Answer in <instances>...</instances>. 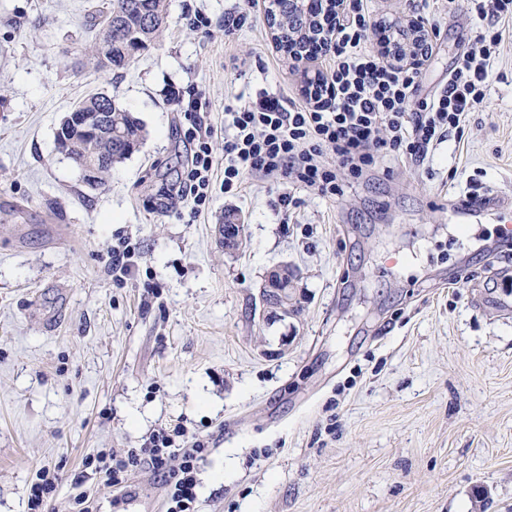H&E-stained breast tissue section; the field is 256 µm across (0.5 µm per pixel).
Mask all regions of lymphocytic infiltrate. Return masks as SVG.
Segmentation results:
<instances>
[{
  "mask_svg": "<svg viewBox=\"0 0 512 512\" xmlns=\"http://www.w3.org/2000/svg\"><path fill=\"white\" fill-rule=\"evenodd\" d=\"M465 3L482 23L473 50L456 58L439 91L421 95L418 66L384 61L367 46L375 24L369 0H343L342 13L321 49L328 67L314 93L295 98L260 92L255 100L236 97L224 105V131L216 133L198 97L172 95L174 112L183 116L189 147L178 192L189 218L208 210L216 167L224 169V191L241 193L247 182L289 183L277 204L288 211L301 205L296 189L324 198L343 195L337 168L322 164L325 151L353 177L379 161L409 155L426 158L449 138L462 134L466 118L485 98L489 72L503 41L499 21L512 19V0H448ZM224 152L216 154L215 139ZM209 454L207 441L182 424L153 431L139 448L124 455L100 452L86 466L114 486H127L132 474L150 469L165 489L164 512H196L198 474Z\"/></svg>",
  "mask_w": 512,
  "mask_h": 512,
  "instance_id": "1",
  "label": "lymphocytic infiltrate"
}]
</instances>
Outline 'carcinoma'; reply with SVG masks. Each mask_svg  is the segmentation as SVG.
Wrapping results in <instances>:
<instances>
[{
	"instance_id": "1",
	"label": "carcinoma",
	"mask_w": 512,
	"mask_h": 512,
	"mask_svg": "<svg viewBox=\"0 0 512 512\" xmlns=\"http://www.w3.org/2000/svg\"><path fill=\"white\" fill-rule=\"evenodd\" d=\"M279 8L290 27L301 29L303 20L288 8V0H275L268 13ZM167 18L166 0H109V6L97 14L99 35L91 48L99 69H123L147 49L163 31ZM73 112H100L105 124L91 138L72 130L56 133L55 141L78 167H97V182H102L112 166L143 143L145 133L140 120L117 106L112 98L96 93L79 102Z\"/></svg>"
}]
</instances>
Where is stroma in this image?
Masks as SVG:
<instances>
[{
    "label": "stroma",
    "instance_id": "stroma-1",
    "mask_svg": "<svg viewBox=\"0 0 512 512\" xmlns=\"http://www.w3.org/2000/svg\"><path fill=\"white\" fill-rule=\"evenodd\" d=\"M103 2L0 0V512H28L43 468L62 479L54 512H72L78 480L95 512H142L85 459L179 422L212 444L199 512H512V211L462 230L448 218L472 190L512 201V36L461 140L355 181L339 169L343 196L303 190L292 213L261 183L217 188L192 222L170 90L205 95L220 126L226 101L302 96L322 64L295 66L261 10L225 38L238 0H167L154 45L103 71ZM371 5L389 25L434 14L423 93L475 45L466 8ZM96 92L147 135L91 187L55 133ZM227 214L244 226L232 253L215 233ZM125 237L141 258L118 283L104 254ZM281 263L301 309L266 319L260 288Z\"/></svg>",
    "mask_w": 512,
    "mask_h": 512
}]
</instances>
